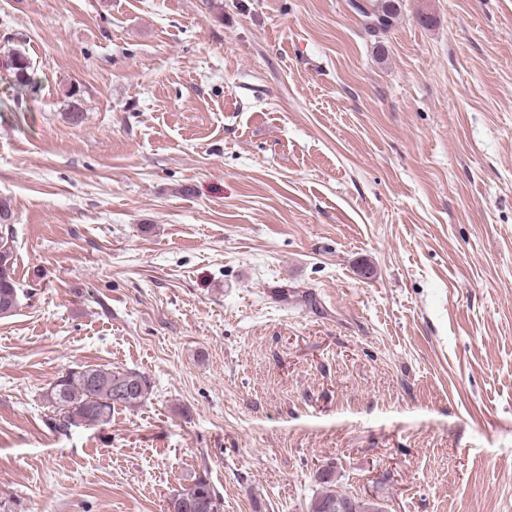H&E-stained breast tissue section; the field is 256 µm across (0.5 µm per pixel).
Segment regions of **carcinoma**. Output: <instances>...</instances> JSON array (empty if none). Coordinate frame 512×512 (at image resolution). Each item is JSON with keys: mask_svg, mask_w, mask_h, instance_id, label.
<instances>
[{"mask_svg": "<svg viewBox=\"0 0 512 512\" xmlns=\"http://www.w3.org/2000/svg\"><path fill=\"white\" fill-rule=\"evenodd\" d=\"M369 19L368 28L380 31L389 25L386 8L376 13L360 8ZM6 65L20 89L32 84L31 62L19 49L8 52ZM20 303V289L14 277V255L9 239L0 237V318L14 314ZM150 396L147 378L136 371H114L98 366H78L59 376L47 389L43 399L53 413V427L68 432L90 423L110 422L117 405L135 408ZM325 489L311 500L309 512H377L378 504L359 501L336 491L331 468L318 472ZM168 512H224V500L208 477L199 476L192 484L176 491L170 498Z\"/></svg>", "mask_w": 512, "mask_h": 512, "instance_id": "obj_1", "label": "carcinoma"}]
</instances>
